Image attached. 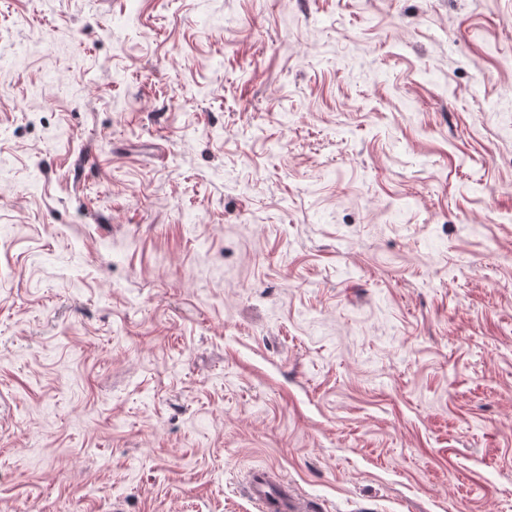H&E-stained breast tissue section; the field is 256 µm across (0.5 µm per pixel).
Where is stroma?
<instances>
[{
	"label": "stroma",
	"mask_w": 512,
	"mask_h": 512,
	"mask_svg": "<svg viewBox=\"0 0 512 512\" xmlns=\"http://www.w3.org/2000/svg\"><path fill=\"white\" fill-rule=\"evenodd\" d=\"M512 512V0H0V512ZM249 493L263 512H299L298 500L288 494L287 488L271 479L265 472L253 474Z\"/></svg>",
	"instance_id": "35a3bbf8"
}]
</instances>
